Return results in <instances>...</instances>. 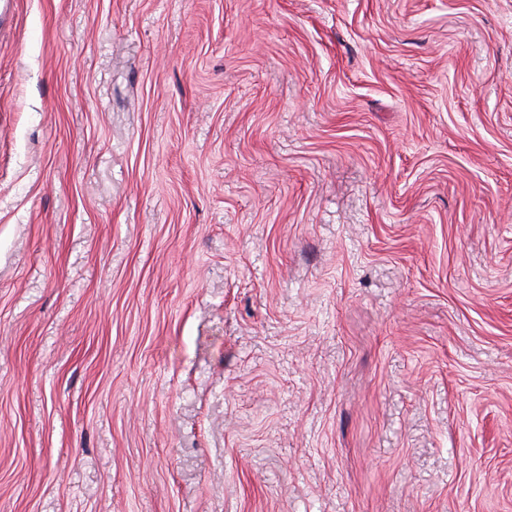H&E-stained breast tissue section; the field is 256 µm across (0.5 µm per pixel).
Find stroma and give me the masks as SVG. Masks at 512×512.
Listing matches in <instances>:
<instances>
[{"instance_id": "1", "label": "stroma", "mask_w": 512, "mask_h": 512, "mask_svg": "<svg viewBox=\"0 0 512 512\" xmlns=\"http://www.w3.org/2000/svg\"><path fill=\"white\" fill-rule=\"evenodd\" d=\"M0 512H512V0H0Z\"/></svg>"}]
</instances>
